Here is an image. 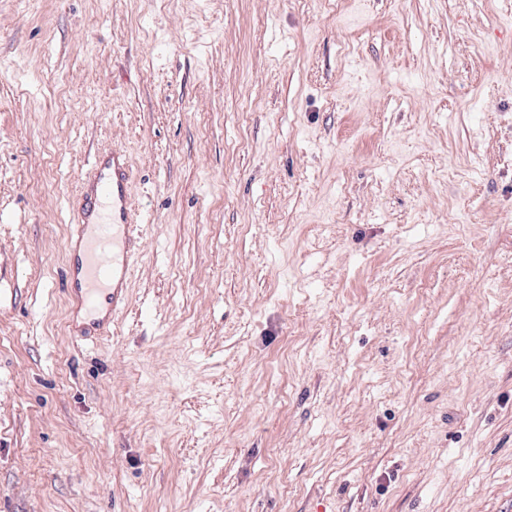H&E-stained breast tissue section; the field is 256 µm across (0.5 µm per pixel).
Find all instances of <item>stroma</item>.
<instances>
[{"label":"stroma","instance_id":"stroma-1","mask_svg":"<svg viewBox=\"0 0 512 512\" xmlns=\"http://www.w3.org/2000/svg\"><path fill=\"white\" fill-rule=\"evenodd\" d=\"M0 512H512V0H0ZM131 179L123 151L97 154L73 206L70 260L63 284L78 306L96 312L88 323L69 321L72 333L85 340L107 334L113 315L127 302L138 242L136 225L132 224ZM103 301L108 307L100 310Z\"/></svg>","mask_w":512,"mask_h":512}]
</instances>
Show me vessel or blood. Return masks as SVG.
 <instances>
[{
  "instance_id": "vessel-or-blood-1",
  "label": "vessel or blood",
  "mask_w": 512,
  "mask_h": 512,
  "mask_svg": "<svg viewBox=\"0 0 512 512\" xmlns=\"http://www.w3.org/2000/svg\"><path fill=\"white\" fill-rule=\"evenodd\" d=\"M131 169L123 151L97 154L73 207L70 260L63 275L78 306L94 311L86 323H71L75 336L107 334L126 302L138 242L131 203Z\"/></svg>"
}]
</instances>
